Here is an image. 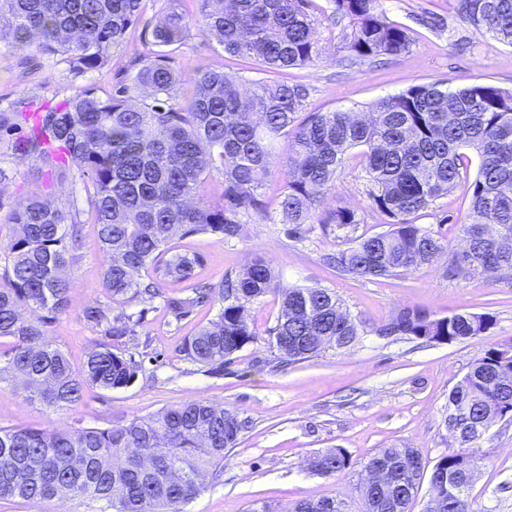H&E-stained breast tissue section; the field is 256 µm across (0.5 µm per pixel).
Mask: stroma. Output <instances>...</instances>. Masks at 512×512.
I'll return each mask as SVG.
<instances>
[{
	"instance_id": "stroma-1",
	"label": "stroma",
	"mask_w": 512,
	"mask_h": 512,
	"mask_svg": "<svg viewBox=\"0 0 512 512\" xmlns=\"http://www.w3.org/2000/svg\"><path fill=\"white\" fill-rule=\"evenodd\" d=\"M316 3L325 53L315 66L288 71L289 82L307 92L305 112L365 111L381 98L435 82L451 89L489 84L512 91V47L463 20L457 0H380L385 17L405 28L410 47L382 62L354 63L347 50L349 19L334 15L330 0ZM141 48L139 29H130L108 66L75 75L65 64L30 61L24 51L1 43L0 107L21 97L56 102L73 86L85 83L111 90ZM173 56L176 68L186 76L213 66L223 67L246 86L267 76L256 61L232 59L215 40L195 31L175 46ZM361 168L358 151H351L326 205L354 210L359 233L370 236L386 231V218L373 210ZM0 169L6 174L0 180L1 246L14 233L10 214L17 199L36 192L56 205L61 197L57 178L41 174L35 161L19 159L1 142ZM476 171V165H469L455 188L417 218L453 251L461 247L460 226L467 219ZM285 187L286 176L278 170L263 189L271 222L253 218L237 238L202 234L181 240L179 246L203 257L197 274L201 283L219 285L225 275L238 273L251 258L261 257L271 260L282 283L335 290L347 311L362 323L363 332L353 346L286 362L271 344L269 330L276 324L281 300L270 293L251 306L254 343L220 370L192 362L183 343L215 320L217 306H202L188 319L172 321L164 300L189 295L185 283L162 284L158 298L123 306L113 303L102 287L97 226L86 210L80 216L78 260L68 272L69 307L46 326L45 334L78 369L90 348L106 339L103 327L86 320L85 310L95 307L110 318L121 312L141 315L135 335L113 341L115 352L139 363L138 378L113 391L87 388L77 405L57 412L1 383L0 427L118 426L194 399L232 411L245 424L239 444L226 458L221 476L205 478L185 512H290L298 501L326 497L343 500L349 512H361L363 466L378 449L407 444L417 449L425 467H433L449 451L444 423L449 392L485 350L512 345V279L487 285L452 275L444 256L388 277L340 274L323 261L325 254L344 248L334 234L316 224L305 240L293 242L274 224ZM403 308L437 317L490 313L495 324L484 335L450 344L377 335V328ZM330 448L344 449L349 467L330 477L310 472L309 458ZM480 448L484 461L470 489L474 506L477 512H512V421L495 423ZM0 512H100V505L87 499L0 500Z\"/></svg>"
}]
</instances>
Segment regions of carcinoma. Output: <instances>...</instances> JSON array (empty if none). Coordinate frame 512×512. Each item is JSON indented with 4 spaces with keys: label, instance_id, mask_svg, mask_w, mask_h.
I'll return each mask as SVG.
<instances>
[{
    "label": "carcinoma",
    "instance_id": "carcinoma-1",
    "mask_svg": "<svg viewBox=\"0 0 512 512\" xmlns=\"http://www.w3.org/2000/svg\"><path fill=\"white\" fill-rule=\"evenodd\" d=\"M142 29L144 50L112 91L92 85L40 110L41 133L31 130L28 97L0 108V137L26 130L8 143L63 175L67 196L59 207L33 193L16 201L17 227L0 274V383L9 382L52 410L75 405L89 386L120 389L134 383L140 365L112 352L111 342L94 345L80 369L46 340L43 327L66 312L82 212L73 186L82 184L94 215L104 260L102 286L124 305L160 294L162 280L192 279L203 258L176 241L196 234L220 239L240 235L244 219H267L262 190L277 160L288 181L281 202L285 235L301 240L306 225L322 224L342 233L346 249L327 257L354 278L391 276L448 255L450 272L485 284L512 275V92L493 85L458 90L438 83L412 86L382 98L368 112H311L298 120L306 90L291 84L286 70L312 66L325 51L317 35L315 0H197L198 14L177 0ZM347 17V49L353 60L397 56L409 47L405 28L387 21L379 0H332ZM141 0H0V43L63 62L78 74L99 71L112 60L128 29L138 22ZM461 17L499 42L512 46V0H458ZM195 28L224 53L253 59L277 74L245 89L222 68L184 77L168 47ZM193 85L182 98L181 85ZM293 131L285 157L280 139ZM360 150L363 179L372 208L388 218L389 229L355 235L360 219L346 207L329 209L325 198L347 154ZM475 154L467 222L461 225L469 262L431 230L414 223L420 211L448 194ZM221 195L206 192L214 175ZM150 269L149 281L141 272ZM268 293L281 297V313L269 330L273 348L290 362L312 358L346 336L360 335L359 322L343 309L336 293L321 287L276 283L272 265L256 258L219 286H198L194 294L169 297L175 322L207 303L220 305L217 320L183 344L186 356L220 369L256 340L248 305ZM140 320L122 314L106 334L127 336ZM490 313L434 317L404 308L377 329L380 336H410L448 342L487 333ZM312 336L295 353L282 351L280 337ZM497 349L490 348L448 395V447L431 474L448 475L463 487L445 512H477L469 489L483 463L470 421L512 410V365L499 375ZM243 429L237 415L204 400L135 418L116 427L74 431L0 428V499H92L101 512H184L207 473L219 474ZM415 452L382 448L364 468L393 463L391 498L363 505L362 512L407 508L423 470L412 473L399 459ZM312 471L334 476L349 466L341 448L316 453ZM291 512H348L341 500H303Z\"/></svg>",
    "mask_w": 512,
    "mask_h": 512
}]
</instances>
